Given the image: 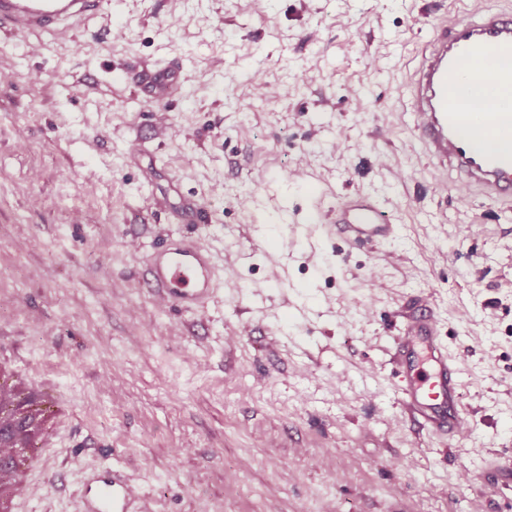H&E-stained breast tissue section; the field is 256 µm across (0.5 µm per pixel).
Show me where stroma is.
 I'll list each match as a JSON object with an SVG mask.
<instances>
[{
    "mask_svg": "<svg viewBox=\"0 0 512 512\" xmlns=\"http://www.w3.org/2000/svg\"><path fill=\"white\" fill-rule=\"evenodd\" d=\"M499 3L107 0L121 41L95 23L74 42L0 38V360L67 408L14 512H77L105 465L146 512H512L487 467L512 454V216L459 202L398 103L433 20ZM148 58L185 81L137 133L141 102L109 67ZM354 189L400 226L382 254L349 248L320 274L257 250ZM188 195L224 288L182 313L137 279L186 232L171 213ZM401 295L451 333L457 441L398 404L380 314Z\"/></svg>",
    "mask_w": 512,
    "mask_h": 512,
    "instance_id": "obj_1",
    "label": "stroma"
}]
</instances>
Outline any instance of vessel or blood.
<instances>
[{"instance_id": "obj_1", "label": "vessel or blood", "mask_w": 512, "mask_h": 512, "mask_svg": "<svg viewBox=\"0 0 512 512\" xmlns=\"http://www.w3.org/2000/svg\"><path fill=\"white\" fill-rule=\"evenodd\" d=\"M102 22L113 40L122 27L113 24L104 0H0V34L25 36L50 32L63 41L82 34L91 20ZM417 65L404 85L403 105L411 130L429 163L456 173V189L465 196L512 207V11L488 8L470 18H439L415 46ZM486 65L489 78L467 71ZM132 82L145 105L167 102L180 90V73L164 59L137 70ZM491 106L473 108L474 99ZM331 224L309 213L290 224L292 237L316 247L318 231L350 245L381 247L398 231L378 195L357 190L342 197ZM174 217L180 224H203L204 205L185 199ZM141 287L174 310L203 308L218 294L220 270L211 252L196 238L166 239L146 259ZM389 351L394 388L411 422L428 437L456 440L469 430L463 368L451 351L433 305L415 299L396 304ZM80 512H137L125 475L103 466L84 479Z\"/></svg>"}]
</instances>
